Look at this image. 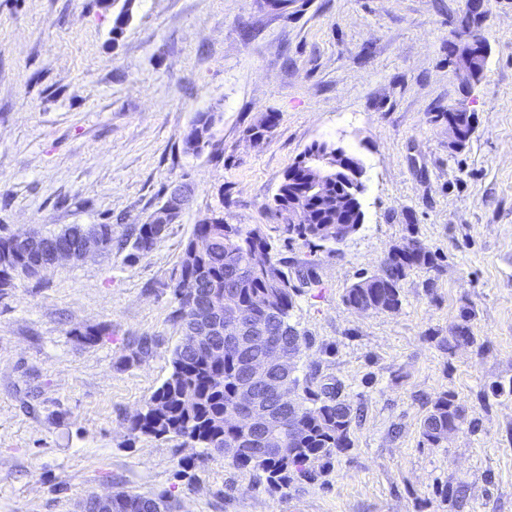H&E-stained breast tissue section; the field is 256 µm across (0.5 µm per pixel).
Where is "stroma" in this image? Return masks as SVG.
I'll list each match as a JSON object with an SVG mask.
<instances>
[{
	"mask_svg": "<svg viewBox=\"0 0 512 512\" xmlns=\"http://www.w3.org/2000/svg\"><path fill=\"white\" fill-rule=\"evenodd\" d=\"M482 77L454 51L465 0H134L113 33L99 0H0V236L144 223L172 187L180 219L135 264L112 251L56 264L0 296V512H76L87 495L169 492L180 512H512V0H487ZM473 133L449 147L443 113ZM220 113L211 152L185 151L195 113ZM266 113L261 144L250 127ZM365 168L364 222L315 260L291 322L310 337L299 377L361 412L317 480L267 490L216 455L128 426L171 370L182 247L212 211L269 225L285 170L313 141ZM415 237L398 312L343 301ZM471 311L472 340L454 327ZM100 330L98 340L80 334ZM152 341L134 357L132 340ZM465 420L440 446L420 425L439 394Z\"/></svg>",
	"mask_w": 512,
	"mask_h": 512,
	"instance_id": "obj_1",
	"label": "stroma"
}]
</instances>
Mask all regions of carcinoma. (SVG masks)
I'll return each instance as SVG.
<instances>
[{
  "label": "carcinoma",
  "mask_w": 512,
  "mask_h": 512,
  "mask_svg": "<svg viewBox=\"0 0 512 512\" xmlns=\"http://www.w3.org/2000/svg\"><path fill=\"white\" fill-rule=\"evenodd\" d=\"M101 5L117 9L114 30H120L131 17L133 0H101ZM216 125L215 113L198 112L184 135L185 150L201 154L205 147L199 139L211 142ZM347 176L333 179L321 190L306 198L307 215L302 224L280 223L274 227L284 240L302 241L315 247L337 246L354 234L358 213L350 215L351 223H336L335 213L322 204V197L336 198V193H347ZM302 182L286 170L273 197L271 212L281 219L292 199L299 196ZM98 232L133 264L141 255L150 252L158 243L154 239V225L139 224L127 229L120 238H114L110 224H70L57 233H38V237L51 240H73L84 233ZM266 252L269 266L264 276L252 274L255 254ZM438 257L422 242L407 255H389L379 269L365 274L354 282L343 296L344 303L355 309L368 302L374 310L396 313L402 305V282L409 271L432 268ZM50 254L38 248L27 251L14 244V236L0 237V290L14 287L15 280L29 276L30 265L40 263L51 266ZM196 280L218 291L226 284L236 289L239 303L264 319L267 335L240 349L224 347V336L215 337L213 348L221 351L213 355L208 348L189 351L177 344L172 351L171 372L152 393L139 413L133 416L129 430L159 438H181L202 454L224 456L235 468L251 471L264 480L267 488L278 492L296 480H313L325 471L331 460L350 447V430L354 412L349 404L337 398L336 387L324 384L312 389L298 376L290 378L288 386L295 396V408H286L277 398L268 396L261 406L283 420V447L280 455H264L261 447L248 445L252 435L237 416L236 396L243 382V368L252 359L269 349L287 348L300 357L307 337L290 323L294 296L299 285L316 282V264L306 261L288 264L285 258L273 254L272 236L261 225L224 223V213L212 214L209 221L195 225L192 236L184 243L178 263V277L172 286L176 308L173 320L182 333L198 323V317L214 308L220 301L216 297L195 299V307L180 289L181 281ZM465 417V410L454 396L438 395L432 409L421 424L422 437L433 446L442 443L444 434L456 428ZM114 499L130 507L129 512H144L151 501L164 500L168 507L177 508L172 495L163 492L147 496L117 492Z\"/></svg>",
  "instance_id": "1"
}]
</instances>
